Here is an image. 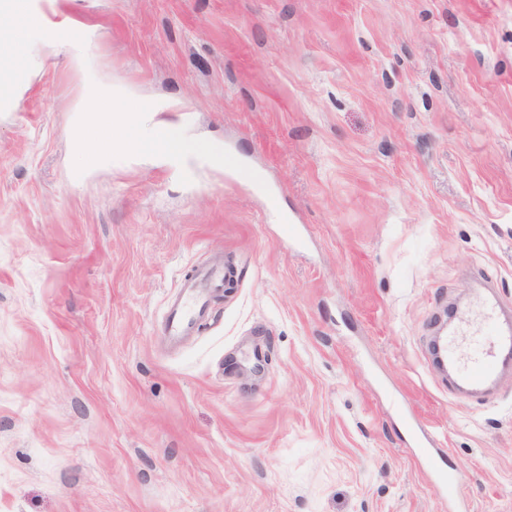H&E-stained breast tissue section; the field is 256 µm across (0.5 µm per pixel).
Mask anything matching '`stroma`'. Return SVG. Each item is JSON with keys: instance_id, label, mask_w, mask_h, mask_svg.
<instances>
[{"instance_id": "1", "label": "stroma", "mask_w": 512, "mask_h": 512, "mask_svg": "<svg viewBox=\"0 0 512 512\" xmlns=\"http://www.w3.org/2000/svg\"><path fill=\"white\" fill-rule=\"evenodd\" d=\"M39 7L78 39L0 108V512H448L416 428L512 512V372L468 396L430 351L448 305L462 357L477 293L512 312V0ZM87 74L122 96L81 149ZM144 101L184 161L107 155ZM226 275L224 264L211 265L198 272L193 281L183 285V295L174 300L169 308L166 323L168 336L177 339L193 330L197 320L206 313V303L202 300L204 290L223 288Z\"/></svg>"}]
</instances>
